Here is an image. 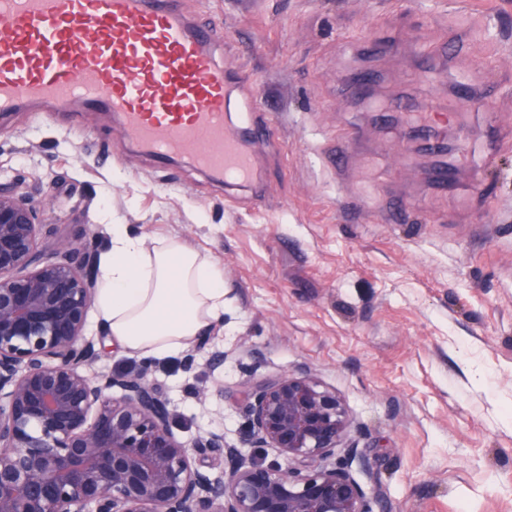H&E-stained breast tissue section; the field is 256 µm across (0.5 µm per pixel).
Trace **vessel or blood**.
Returning <instances> with one entry per match:
<instances>
[{"label":"vessel or blood","mask_w":512,"mask_h":512,"mask_svg":"<svg viewBox=\"0 0 512 512\" xmlns=\"http://www.w3.org/2000/svg\"><path fill=\"white\" fill-rule=\"evenodd\" d=\"M215 48L169 0H0V112L109 113L156 161L181 156L259 195L278 117Z\"/></svg>","instance_id":"1"}]
</instances>
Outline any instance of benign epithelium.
Instances as JSON below:
<instances>
[{
    "label": "benign epithelium",
    "mask_w": 512,
    "mask_h": 512,
    "mask_svg": "<svg viewBox=\"0 0 512 512\" xmlns=\"http://www.w3.org/2000/svg\"><path fill=\"white\" fill-rule=\"evenodd\" d=\"M28 193L0 182V512H374L333 462L349 421L306 371L247 382L246 455L172 431L151 367L90 375L107 332L86 335L102 241L51 239ZM219 459L223 470L200 460Z\"/></svg>",
    "instance_id": "obj_1"
}]
</instances>
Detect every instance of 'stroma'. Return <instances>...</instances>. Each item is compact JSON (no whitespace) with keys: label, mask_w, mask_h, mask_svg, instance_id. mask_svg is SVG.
<instances>
[{"label":"stroma","mask_w":512,"mask_h":512,"mask_svg":"<svg viewBox=\"0 0 512 512\" xmlns=\"http://www.w3.org/2000/svg\"><path fill=\"white\" fill-rule=\"evenodd\" d=\"M172 5L279 109L265 198H227L185 160L155 170L109 117L73 112L0 116V178L23 180L57 238L122 224L222 268L224 316L194 366L151 362L179 440L240 446V386L305 370L344 401L371 463L350 471L381 512H512V0ZM401 100L408 124L450 126L491 161L456 159L454 186H434L376 120Z\"/></svg>","instance_id":"obj_1"}]
</instances>
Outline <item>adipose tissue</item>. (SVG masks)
I'll use <instances>...</instances> for the list:
<instances>
[{
    "mask_svg": "<svg viewBox=\"0 0 512 512\" xmlns=\"http://www.w3.org/2000/svg\"><path fill=\"white\" fill-rule=\"evenodd\" d=\"M95 304L113 342L129 354L162 359L223 314L224 274L176 241L148 247L116 224L101 259Z\"/></svg>",
    "mask_w": 512,
    "mask_h": 512,
    "instance_id": "obj_1",
    "label": "adipose tissue"
}]
</instances>
